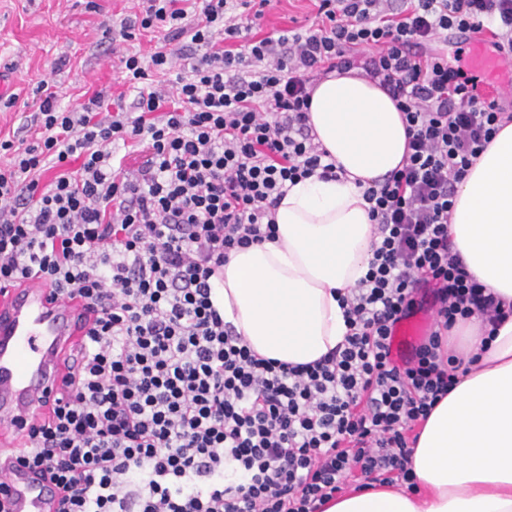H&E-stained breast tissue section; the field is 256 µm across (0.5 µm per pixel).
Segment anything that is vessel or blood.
I'll return each mask as SVG.
<instances>
[{
    "label": "vessel or blood",
    "mask_w": 512,
    "mask_h": 512,
    "mask_svg": "<svg viewBox=\"0 0 512 512\" xmlns=\"http://www.w3.org/2000/svg\"><path fill=\"white\" fill-rule=\"evenodd\" d=\"M473 66L495 76L507 64L496 53L474 49ZM91 324L79 297L59 298L53 284L30 277L0 287V459L12 458L31 444V427L46 420L52 400L63 388L67 351L78 349ZM424 328L415 318L397 327L395 357H404ZM11 512H55L54 484L28 469L9 476Z\"/></svg>",
    "instance_id": "b4317fda"
}]
</instances>
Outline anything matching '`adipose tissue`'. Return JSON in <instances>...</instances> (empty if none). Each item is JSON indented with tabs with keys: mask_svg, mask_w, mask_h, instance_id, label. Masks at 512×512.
<instances>
[{
	"mask_svg": "<svg viewBox=\"0 0 512 512\" xmlns=\"http://www.w3.org/2000/svg\"><path fill=\"white\" fill-rule=\"evenodd\" d=\"M309 123L342 166L290 185L274 239L231 252L213 296L259 356L307 364L347 333L339 303L368 271L374 226L363 189L402 166L406 128L391 98L349 72L315 87ZM448 237L467 273L512 303V123L458 184ZM451 354L469 371L416 428L415 491L351 489L323 512H512V318L459 321Z\"/></svg>",
	"mask_w": 512,
	"mask_h": 512,
	"instance_id": "1",
	"label": "adipose tissue"
}]
</instances>
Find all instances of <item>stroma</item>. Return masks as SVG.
I'll return each mask as SVG.
<instances>
[{
  "label": "stroma",
  "instance_id": "obj_1",
  "mask_svg": "<svg viewBox=\"0 0 512 512\" xmlns=\"http://www.w3.org/2000/svg\"><path fill=\"white\" fill-rule=\"evenodd\" d=\"M137 9L136 0H0V67L17 74L19 96L14 106L0 104V134L26 137L29 117L38 110L34 90L40 81L53 86L62 108L96 90L120 93L122 56L148 52L151 43L144 37L109 47L103 33ZM314 19L310 0H276L261 31L308 26Z\"/></svg>",
  "mask_w": 512,
  "mask_h": 512
}]
</instances>
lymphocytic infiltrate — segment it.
<instances>
[{
  "label": "lymphocytic infiltrate",
  "instance_id": "lymphocytic-infiltrate-1",
  "mask_svg": "<svg viewBox=\"0 0 512 512\" xmlns=\"http://www.w3.org/2000/svg\"><path fill=\"white\" fill-rule=\"evenodd\" d=\"M271 2L146 0L118 35L165 44L122 57L133 103L97 91L60 110L43 83L31 137L0 139V286L41 277L94 316L18 460L57 486V512H322L353 484L412 483L415 428L458 382L445 336L512 315L448 239L457 183L512 122V79L486 86L432 48L485 34L511 59L512 0H316L308 28L242 25ZM352 70L395 102L408 154L364 192L376 239L341 299L343 343L278 363L225 322L211 279L233 249L274 239L290 183L336 177L309 102ZM423 296L430 331L395 362L393 330Z\"/></svg>",
  "mask_w": 512,
  "mask_h": 512
}]
</instances>
